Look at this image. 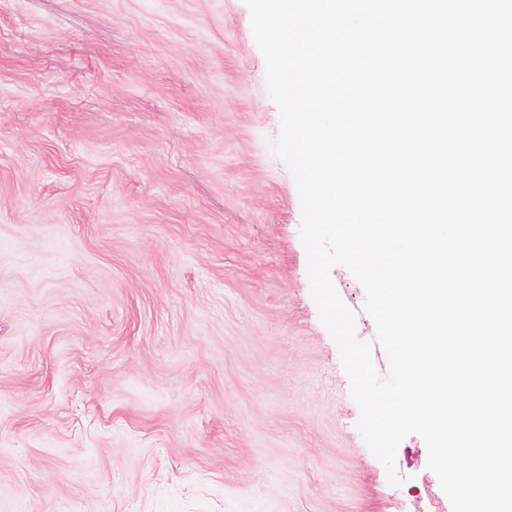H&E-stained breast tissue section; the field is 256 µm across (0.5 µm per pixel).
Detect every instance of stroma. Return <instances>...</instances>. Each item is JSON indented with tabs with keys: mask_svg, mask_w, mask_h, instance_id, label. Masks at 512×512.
<instances>
[{
	"mask_svg": "<svg viewBox=\"0 0 512 512\" xmlns=\"http://www.w3.org/2000/svg\"><path fill=\"white\" fill-rule=\"evenodd\" d=\"M279 131L244 0H0V512H427L424 441L395 487L357 428Z\"/></svg>",
	"mask_w": 512,
	"mask_h": 512,
	"instance_id": "obj_1",
	"label": "stroma"
}]
</instances>
